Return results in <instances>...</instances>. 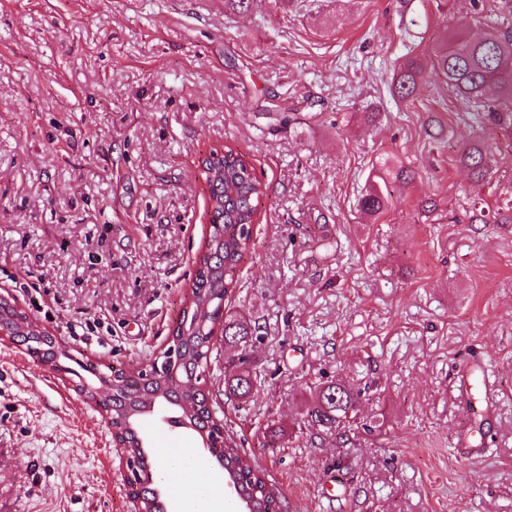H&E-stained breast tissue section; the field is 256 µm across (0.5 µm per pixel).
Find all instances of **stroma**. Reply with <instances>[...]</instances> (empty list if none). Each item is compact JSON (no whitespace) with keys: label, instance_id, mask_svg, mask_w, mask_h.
I'll return each mask as SVG.
<instances>
[{"label":"stroma","instance_id":"35a3bbf8","mask_svg":"<svg viewBox=\"0 0 512 512\" xmlns=\"http://www.w3.org/2000/svg\"><path fill=\"white\" fill-rule=\"evenodd\" d=\"M248 3L0 0V296L83 362L139 369L209 234L201 161L229 146L267 190L224 309L259 330L217 339L202 386L288 512H512V224L469 221L512 203V135L434 82L407 106L390 93L471 0ZM476 135L498 146L478 184L456 162ZM386 160L416 177L387 181L369 217L358 199ZM473 357L494 368L492 429L457 400ZM244 366L257 384L227 401ZM336 379L367 390L341 438L303 419L311 386ZM166 416L142 431L188 449L204 493L218 467ZM273 427L283 446H265ZM465 428L481 457H457ZM132 508L107 422L0 341V512Z\"/></svg>","mask_w":512,"mask_h":512}]
</instances>
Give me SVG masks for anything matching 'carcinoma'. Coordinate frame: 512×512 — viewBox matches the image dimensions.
<instances>
[{
  "label": "carcinoma",
  "instance_id": "carcinoma-1",
  "mask_svg": "<svg viewBox=\"0 0 512 512\" xmlns=\"http://www.w3.org/2000/svg\"><path fill=\"white\" fill-rule=\"evenodd\" d=\"M486 27L484 36L475 38L468 25L460 23L432 47L427 57H404L394 68L392 95L401 101L414 100L430 69L466 104L494 96L512 105V24L488 16ZM482 119L512 130V111L502 112L496 104L487 106ZM497 150L494 144L476 137L460 147L458 162L480 181L489 174ZM208 170L211 233L196 259L192 299L172 331L178 359L172 365L160 363V376L155 379L133 371L118 373L112 390V412L128 453L137 457L147 454L137 430L139 418L164 404L176 407L175 414L185 417L188 428L212 439L214 448L210 452L224 470V482L238 490L246 512H281L279 491L237 446L233 433L227 429L224 438L215 436L217 428L210 404L199 387L203 368L199 358L208 348L220 303L235 287L241 263L252 248L251 226L265 193L264 184L250 164L230 148L224 159L208 161ZM360 206L365 213L377 216L385 210L387 199L376 190L370 191L362 196ZM15 317L14 309L0 303V328L14 333L19 329ZM253 333L246 320H224V336L234 343L245 342ZM23 342L47 361L57 356V343L52 336H41L31 329ZM224 384V395L235 399L248 397L254 387L248 370L224 378ZM360 398L361 393L341 383L317 386L311 391L305 417L310 425L333 434L346 427ZM139 495L143 512H163L156 488L144 484L139 487Z\"/></svg>",
  "mask_w": 512,
  "mask_h": 512
}]
</instances>
